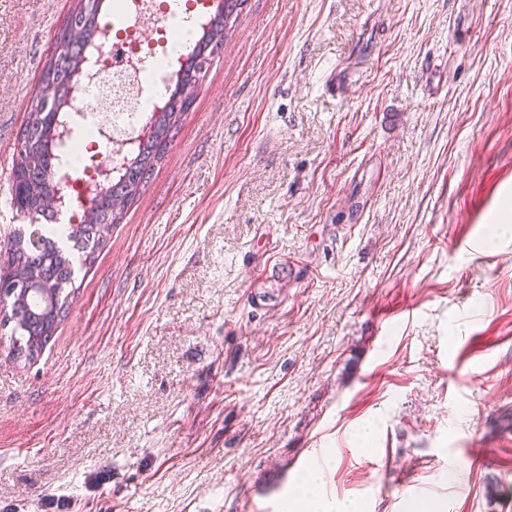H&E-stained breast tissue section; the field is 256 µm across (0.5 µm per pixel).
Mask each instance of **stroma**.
<instances>
[{
    "mask_svg": "<svg viewBox=\"0 0 512 512\" xmlns=\"http://www.w3.org/2000/svg\"><path fill=\"white\" fill-rule=\"evenodd\" d=\"M73 4L0 0V207ZM507 201L512 0H246L53 341L0 330V512H512ZM315 480L316 476L314 474H308L302 478L288 499L286 512H318L314 510L317 504L312 498V484ZM300 508L306 510H296Z\"/></svg>",
    "mask_w": 512,
    "mask_h": 512,
    "instance_id": "obj_1",
    "label": "stroma"
}]
</instances>
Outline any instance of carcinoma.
Here are the masks:
<instances>
[{
    "mask_svg": "<svg viewBox=\"0 0 512 512\" xmlns=\"http://www.w3.org/2000/svg\"><path fill=\"white\" fill-rule=\"evenodd\" d=\"M100 2L74 0V8L56 36V45L61 51L44 66L42 80L54 84L62 101L67 100L71 89L66 82V71L82 66L85 61V48L92 42L97 29ZM245 3L246 0H222L221 9L215 12L208 31L200 39L198 53L204 59L211 60L213 53L220 51L230 25L236 24ZM200 75L194 59L176 86L165 111L151 116L154 125L152 135L129 160L124 172L111 183V189L100 198L94 211L85 217L82 236L77 241V247L82 250L81 265L89 268L95 263L107 244L110 228L121 223L122 213L111 210V198L132 200L149 183L155 167L162 162L177 133L183 114L192 103ZM52 119V113L41 111L39 100L32 99L14 160L12 177L22 181L29 192L26 203L32 224L44 213L38 207L39 195L53 187L49 173L54 168L51 160L55 146ZM7 262L26 267L31 282L26 294L18 299L11 294L7 278L0 277V328H10L16 357L33 361L55 336L75 295L73 263L70 256L52 244L45 234H40L39 244L34 246L20 228L9 234Z\"/></svg>",
    "mask_w": 512,
    "mask_h": 512,
    "instance_id": "carcinoma-1",
    "label": "carcinoma"
}]
</instances>
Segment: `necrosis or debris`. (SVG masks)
<instances>
[{
  "label": "necrosis or debris",
  "mask_w": 512,
  "mask_h": 512,
  "mask_svg": "<svg viewBox=\"0 0 512 512\" xmlns=\"http://www.w3.org/2000/svg\"><path fill=\"white\" fill-rule=\"evenodd\" d=\"M210 18L208 0H187L181 10L168 0H112V18L102 25L109 36L85 67L91 78L82 84V99L68 114V133L53 151L71 204L56 213L51 236L82 218L84 188L98 173L97 149L111 152L117 167L124 152L137 149ZM145 31L154 32V39H142Z\"/></svg>",
  "instance_id": "1"
}]
</instances>
